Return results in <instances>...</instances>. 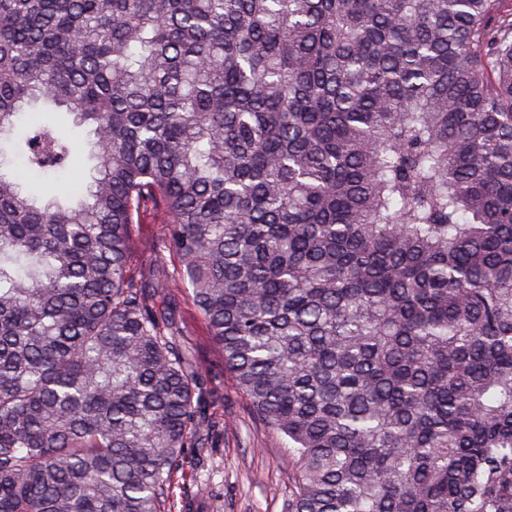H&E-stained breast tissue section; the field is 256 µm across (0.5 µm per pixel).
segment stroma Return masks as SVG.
<instances>
[{"label":"stroma","instance_id":"35a3bbf8","mask_svg":"<svg viewBox=\"0 0 512 512\" xmlns=\"http://www.w3.org/2000/svg\"><path fill=\"white\" fill-rule=\"evenodd\" d=\"M165 235V225L150 218L137 226L131 242L136 278L148 294L167 306L181 341L204 375L210 394L206 412L224 420L219 445L187 449L184 469L191 479L175 494L190 503L192 512H204L214 497L222 501V512H283L290 491L285 441L258 420L248 398L236 389L190 290H171L157 275Z\"/></svg>","mask_w":512,"mask_h":512}]
</instances>
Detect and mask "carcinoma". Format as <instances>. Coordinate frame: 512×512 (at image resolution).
I'll use <instances>...</instances> for the list:
<instances>
[{
    "mask_svg": "<svg viewBox=\"0 0 512 512\" xmlns=\"http://www.w3.org/2000/svg\"><path fill=\"white\" fill-rule=\"evenodd\" d=\"M148 216L286 512H512L504 0H0V512H176L224 434Z\"/></svg>",
    "mask_w": 512,
    "mask_h": 512,
    "instance_id": "1",
    "label": "carcinoma"
}]
</instances>
